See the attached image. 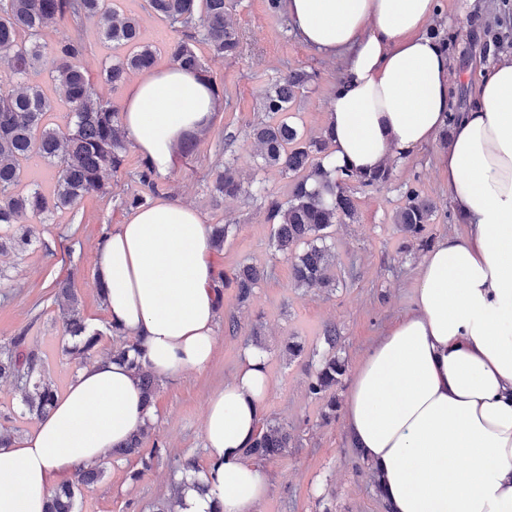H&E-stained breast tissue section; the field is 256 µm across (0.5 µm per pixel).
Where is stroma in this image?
<instances>
[{"label":"stroma","instance_id":"stroma-1","mask_svg":"<svg viewBox=\"0 0 512 512\" xmlns=\"http://www.w3.org/2000/svg\"><path fill=\"white\" fill-rule=\"evenodd\" d=\"M229 12L243 43L236 58H219L204 43L196 52L203 59L218 89L223 107L193 156H177L172 172L159 181L158 195L194 207L206 224H230L234 231L223 252L213 255L215 268L232 273L243 264L266 271L246 303L237 290L225 288L218 319V345L210 365L202 371L182 373L160 383L154 410L156 420L143 442V453L158 451L149 470L138 457H116L105 477L84 491L81 512H155L167 497L181 460L194 458L205 468L202 423L208 397L229 382L252 345L250 330L260 325L261 346L267 357L272 390L264 418L286 423L293 442L284 455L265 460L272 487L258 512H384L380 496L368 479V465L351 448L342 415L326 417L328 400L344 404L348 378H341L327 399L310 394L309 383L319 360L328 352L325 327H336L341 339L337 355L354 369L385 327L412 303L415 270L425 253L419 242L399 232L394 215L406 202V186L437 204L428 227L433 238L461 232L463 223L454 211L448 188L436 165L442 147L434 142L407 159L393 162L391 181L382 188L351 186L357 205L354 220L330 229L335 263V287L296 288L289 261L276 252L273 226L266 220L257 197L214 199L210 183L217 165L223 164L224 137L234 134L235 166L244 180L262 182L266 191L287 198L293 184L288 174L256 170L251 126L265 120L260 107L263 92L288 70L315 73L302 96L291 104L288 120L301 132L317 135L326 125L331 96L340 75L339 61L326 58L299 42L285 14L271 15L265 0H228ZM435 27L447 36L456 109L474 96L485 65L499 54L512 53V0H477L481 7L478 27L463 25L459 15L465 0H439ZM120 15L136 18L143 43L156 52V63L170 64L169 44L175 36L169 23L151 12L147 0H118ZM81 36L87 46L82 64L98 79L116 49L104 38L98 18L85 19ZM142 156L128 149L125 166L112 179V193L88 197L78 206L59 211L50 223L36 227L37 241L21 256L0 255V346L20 330H27L32 346L43 360L45 375L65 391L81 368V361L64 351L68 342L59 310L40 285L71 277L91 327L102 331L97 354L119 345L109 332V319L96 289L94 252L103 233L124 223L131 211L127 200L140 193L135 178ZM239 324L230 333L229 319ZM304 346L295 358L284 351L287 339Z\"/></svg>","mask_w":512,"mask_h":512}]
</instances>
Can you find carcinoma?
<instances>
[{
	"label": "carcinoma",
	"instance_id": "cac0c4a2",
	"mask_svg": "<svg viewBox=\"0 0 512 512\" xmlns=\"http://www.w3.org/2000/svg\"><path fill=\"white\" fill-rule=\"evenodd\" d=\"M150 8L167 18L180 36L170 44L173 62L195 72L206 81L215 97L220 92L208 75L205 64L195 51V44L206 43L214 55L232 58L240 55L242 46L238 31L228 19L226 0H148ZM98 17L103 36L119 46H133L135 51L119 59L102 72V79L121 86L132 71H143L155 63V52L139 43L138 21L118 17L109 0H0V55L8 59L9 72L0 83V252L10 248L23 254L35 239L32 225L20 223L32 216L38 224H46L60 209L77 206L88 196L112 194L109 173L124 168L127 145L120 122V112L105 101L81 65L86 52L82 39L67 30L66 24H78L86 17ZM49 67L52 78L64 89L70 108V121L64 127L51 122L53 104L43 91L29 82L32 72ZM314 76L303 70H290L265 90L262 110L271 118L253 127L251 138L256 148L259 167L277 168L294 177L291 196L283 201L261 188L244 185L230 161L216 171L210 185L217 199L257 193L263 200L267 220L276 226V250L291 260L292 279L297 288L320 286L330 288L336 279L330 274L334 255L329 229L338 223L352 221L357 214L352 183L380 188L391 179V168L384 167L359 174L347 167L327 170L322 161L332 142L325 127L317 136L306 137L282 114L302 95ZM33 159L54 170V184L48 191L38 184L22 186L21 171ZM155 171L143 162L137 172L141 188L158 191ZM405 206L397 212L399 231L429 243L427 228L437 209L436 204L420 196L412 186L405 190ZM232 224H215L210 232V246L220 250L233 231ZM264 271L251 265L234 271L232 277L220 272L216 280L217 301H222L224 288L235 284L239 300L246 301L252 289L263 279ZM53 301L61 314L65 333L81 337L67 349L75 359L92 356L101 333L88 328L77 289L67 280L53 282ZM144 399L153 404L158 383L155 376L141 365H135ZM346 371L345 361L336 355L325 356L309 384V393L318 399L339 383ZM14 379L21 392L22 403L32 416H44L53 408L57 389L46 378L43 360L22 331L0 346V377ZM144 429L133 434L125 446L113 448L108 456H140L143 468L152 466L155 455L141 456ZM292 440L288 426L275 419L266 422L245 449V454L258 460L283 455ZM106 473V462L78 469L74 480L56 491L49 512H78L83 491L100 481ZM204 491L195 482H173L169 497L158 512H175L184 492Z\"/></svg>",
	"mask_w": 512,
	"mask_h": 512
}]
</instances>
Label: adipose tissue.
Segmentation results:
<instances>
[{"instance_id": "ef3b65f1", "label": "adipose tissue", "mask_w": 512, "mask_h": 512, "mask_svg": "<svg viewBox=\"0 0 512 512\" xmlns=\"http://www.w3.org/2000/svg\"><path fill=\"white\" fill-rule=\"evenodd\" d=\"M296 38L342 61L326 167L370 172L412 156L444 128L437 165L465 230L419 263L410 309L351 375L344 429L378 473L387 512H512V55L486 68L473 103L453 112L449 50L431 31L438 0H283ZM218 102L171 64L129 83L121 126L158 175L185 136H203ZM210 229L159 198L100 241L98 279L113 326L134 337L160 380L203 370L218 344ZM250 349L213 393L203 421L208 466L188 472L175 512H256L270 478L244 450L270 390ZM155 420L128 363L82 367L50 413L0 447V512H47L54 491Z\"/></svg>"}]
</instances>
